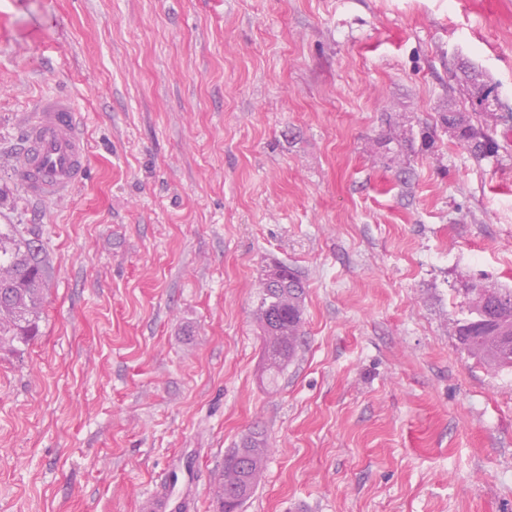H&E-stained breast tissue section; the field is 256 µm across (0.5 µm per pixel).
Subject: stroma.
Wrapping results in <instances>:
<instances>
[{
	"instance_id": "stroma-1",
	"label": "stroma",
	"mask_w": 512,
	"mask_h": 512,
	"mask_svg": "<svg viewBox=\"0 0 512 512\" xmlns=\"http://www.w3.org/2000/svg\"><path fill=\"white\" fill-rule=\"evenodd\" d=\"M463 59L512 113V0H0V225L49 265L0 349V512H139L186 448L220 512L256 432L241 512H512V369L456 337L467 288H512V132L477 161L441 126ZM52 94L90 156L60 202L15 177ZM280 265L306 298L273 379ZM274 270L264 279L256 315L266 339L269 369L278 373L294 358L301 343L306 288L288 267ZM241 448H233L226 454L224 473L220 484L221 511H224V504L242 488L248 490L247 498L252 494L258 484V478L262 469L263 461L267 454L265 442L260 437L251 436L242 442ZM239 459L237 463L231 460Z\"/></svg>"
}]
</instances>
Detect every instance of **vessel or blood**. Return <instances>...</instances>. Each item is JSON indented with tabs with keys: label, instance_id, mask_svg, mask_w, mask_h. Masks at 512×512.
<instances>
[{
	"label": "vessel or blood",
	"instance_id": "obj_1",
	"mask_svg": "<svg viewBox=\"0 0 512 512\" xmlns=\"http://www.w3.org/2000/svg\"><path fill=\"white\" fill-rule=\"evenodd\" d=\"M88 164L85 133L70 98L40 99L26 122L16 177L25 193L36 200L61 198L80 184ZM185 492L147 498L144 512H185Z\"/></svg>",
	"mask_w": 512,
	"mask_h": 512
}]
</instances>
